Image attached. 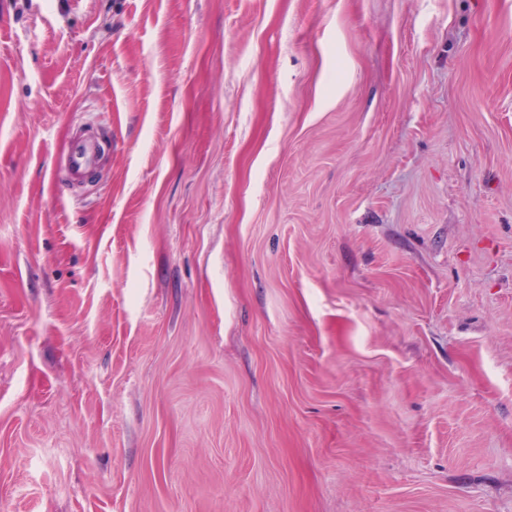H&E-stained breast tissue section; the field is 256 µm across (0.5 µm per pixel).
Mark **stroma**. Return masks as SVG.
I'll return each mask as SVG.
<instances>
[{"instance_id":"1","label":"stroma","mask_w":512,"mask_h":512,"mask_svg":"<svg viewBox=\"0 0 512 512\" xmlns=\"http://www.w3.org/2000/svg\"><path fill=\"white\" fill-rule=\"evenodd\" d=\"M0 512H512V0H0ZM105 162L102 139L85 129L77 128L66 159L69 181L73 185L83 182L87 173L100 168Z\"/></svg>"}]
</instances>
